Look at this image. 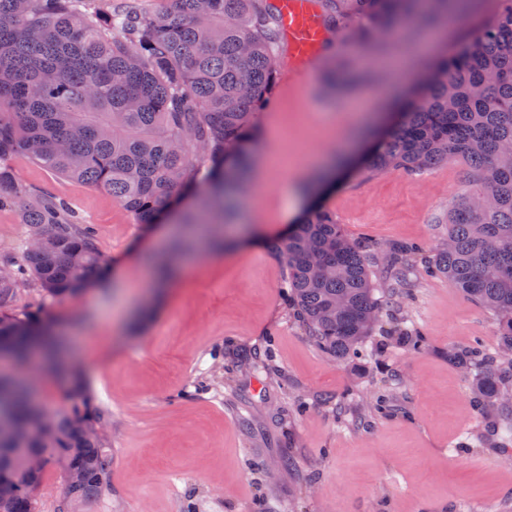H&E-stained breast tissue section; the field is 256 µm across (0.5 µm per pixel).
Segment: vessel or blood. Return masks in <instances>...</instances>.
Wrapping results in <instances>:
<instances>
[{
  "label": "vessel or blood",
  "instance_id": "vessel-or-blood-1",
  "mask_svg": "<svg viewBox=\"0 0 512 512\" xmlns=\"http://www.w3.org/2000/svg\"><path fill=\"white\" fill-rule=\"evenodd\" d=\"M276 22L284 33L291 59L304 64L319 56L329 38L316 0H279Z\"/></svg>",
  "mask_w": 512,
  "mask_h": 512
}]
</instances>
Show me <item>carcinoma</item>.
I'll use <instances>...</instances> for the list:
<instances>
[{"instance_id": "carcinoma-1", "label": "carcinoma", "mask_w": 512, "mask_h": 512, "mask_svg": "<svg viewBox=\"0 0 512 512\" xmlns=\"http://www.w3.org/2000/svg\"><path fill=\"white\" fill-rule=\"evenodd\" d=\"M144 14L131 0H0V162L23 153L69 179L103 188L150 227L186 194L207 184L219 193L249 168L255 114L270 101L283 34L270 0H160ZM326 29L348 45L385 41L426 0H318ZM416 78L398 119L390 120L357 171L415 174L463 158L476 188L448 211L451 246L435 252L394 243L379 256L351 240L322 206L265 242L285 267L288 310L330 359L378 362L389 342L418 353L406 327L410 272L446 277L498 321L495 351L480 344L448 350L471 380L483 427L454 446L490 448L512 437V6L437 63L409 45L401 59ZM17 210L42 236L20 255L0 254V347L21 357L49 343L42 310L12 311L18 288L33 282L52 300L83 293L104 273L93 227L68 219L60 202L0 172V211ZM67 405L33 423L23 442L9 429L29 420L21 378L0 373V506L35 512L29 473L14 448L77 475L66 502L108 491L112 451L99 432L109 422L89 379L62 375ZM384 373L369 413L397 411Z\"/></svg>"}]
</instances>
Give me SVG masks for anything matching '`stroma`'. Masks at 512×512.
Segmentation results:
<instances>
[{"label": "stroma", "instance_id": "stroma-1", "mask_svg": "<svg viewBox=\"0 0 512 512\" xmlns=\"http://www.w3.org/2000/svg\"><path fill=\"white\" fill-rule=\"evenodd\" d=\"M340 61L364 84L332 85L320 61L281 66L256 116L253 155L275 151L266 137L274 123L303 167L314 152L335 150L359 111L386 113L372 99L389 86L373 53L348 49ZM5 166L19 185L55 197L75 222L92 225L110 266L79 297L45 300L27 283L14 302L19 312L42 306L110 413L111 488L70 512H512V454L453 450L481 418L448 348L475 341L496 348L498 326L448 279L418 280L407 305L424 349L394 347L383 357L403 378L401 410L358 429L326 405L347 395L368 403L380 373L328 359L288 314L283 265L263 246L236 240L245 221L268 237L284 229L287 169L269 165L229 213L210 212L223 246L188 250L178 276L154 292L141 286V253L191 237L179 214L149 232L102 189L24 155ZM472 188L468 163L452 159L417 176L347 179L321 201L350 238L434 251L449 209ZM246 350L262 366L225 374Z\"/></svg>", "mask_w": 512, "mask_h": 512}]
</instances>
